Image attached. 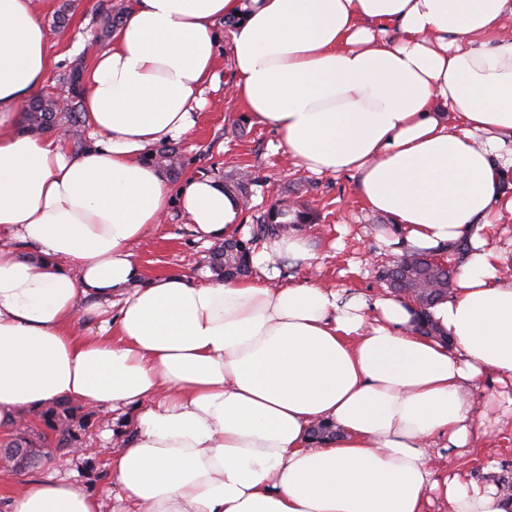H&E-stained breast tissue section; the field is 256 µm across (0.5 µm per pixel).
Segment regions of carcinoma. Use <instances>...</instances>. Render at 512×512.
Here are the masks:
<instances>
[{"label":"carcinoma","instance_id":"obj_1","mask_svg":"<svg viewBox=\"0 0 512 512\" xmlns=\"http://www.w3.org/2000/svg\"><path fill=\"white\" fill-rule=\"evenodd\" d=\"M123 11L109 9L100 16L101 35L108 37L122 25ZM79 69L73 68L64 78L67 87V101L58 107L50 96H40L30 100L24 107L27 127L41 131H52L62 126L75 127L79 123L78 108L82 100L79 88ZM153 162L164 167L169 175L177 176L181 170V159L173 148L163 147L157 150ZM253 181L252 174L244 172L224 188L244 201L248 197V186ZM317 216L298 206L281 202L273 203L266 212L256 219L252 226L250 238H232L224 240L211 252L207 260L212 278L218 283L249 276L251 273L250 256L254 242L269 235H277L291 227L313 224ZM380 277L390 288L403 297L411 299L418 308L416 331L424 336L438 335L437 328L430 319L428 309L435 301L448 294L454 285V267L435 260L422 252L406 253L397 258L393 264L380 271ZM80 407L61 401L50 407L43 414L44 424L52 435L36 433L37 439H31V429L27 423L17 428L16 437L7 444L9 448H23L28 457L40 463L44 452L42 449L53 447L57 450L73 447L81 440L78 435L84 424L80 423L77 411Z\"/></svg>","mask_w":512,"mask_h":512}]
</instances>
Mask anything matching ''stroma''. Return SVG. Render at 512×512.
<instances>
[{"instance_id":"35a3bbf8","label":"stroma","mask_w":512,"mask_h":512,"mask_svg":"<svg viewBox=\"0 0 512 512\" xmlns=\"http://www.w3.org/2000/svg\"><path fill=\"white\" fill-rule=\"evenodd\" d=\"M123 0H36V10L52 35L51 54L56 61L42 89L56 93L72 67H86L97 39L100 15L110 5ZM67 22L57 26L58 13ZM275 132L249 122L242 107L224 91L210 93L198 115L193 134L176 142L183 168L218 179H226L240 169L253 172L257 182L250 188L249 207L241 213V238H249L248 226L277 199L305 204L320 214L321 221L306 226L310 245L317 255L312 275L325 286L349 288L368 297L386 294L387 287L376 278L382 265L394 257V226L387 217L366 209L354 192L350 178L315 176L293 165L277 147ZM210 245L197 241L191 224L179 207H171L150 248L136 249L135 255L148 276L178 272L207 276ZM86 457L71 466L66 452L59 451L52 468L77 470L82 485L93 492L105 491L110 478L105 467L110 446L101 438L109 417L95 412L87 417ZM446 472H461L494 485L512 483V418L488 419L479 426L470 447L450 451Z\"/></svg>"}]
</instances>
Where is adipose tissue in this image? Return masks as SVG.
<instances>
[{
    "label": "adipose tissue",
    "mask_w": 512,
    "mask_h": 512,
    "mask_svg": "<svg viewBox=\"0 0 512 512\" xmlns=\"http://www.w3.org/2000/svg\"><path fill=\"white\" fill-rule=\"evenodd\" d=\"M222 19L230 96L295 165L352 178L399 251L467 241L431 310L448 344L408 301L276 283L279 261L315 259L298 231L257 246L248 280L146 277L134 250L171 205L205 242L241 229L223 181L173 188L150 159L217 89ZM50 47L32 0H0V430L54 401L138 414L111 500L46 472L0 512H512L435 455L469 447L477 411L512 409L466 398L512 382V251L483 234L512 215V0H131L83 75L77 153L20 129ZM320 423L340 437L314 442Z\"/></svg>",
    "instance_id": "1"
}]
</instances>
